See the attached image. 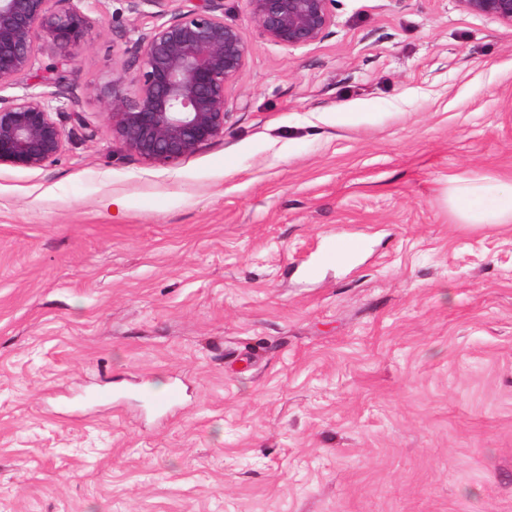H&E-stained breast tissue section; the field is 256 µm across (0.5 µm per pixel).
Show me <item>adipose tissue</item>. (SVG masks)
<instances>
[{
    "label": "adipose tissue",
    "mask_w": 512,
    "mask_h": 512,
    "mask_svg": "<svg viewBox=\"0 0 512 512\" xmlns=\"http://www.w3.org/2000/svg\"><path fill=\"white\" fill-rule=\"evenodd\" d=\"M448 209L458 224H511L512 186L489 174L453 177L448 185Z\"/></svg>",
    "instance_id": "obj_1"
}]
</instances>
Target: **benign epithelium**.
Segmentation results:
<instances>
[{"instance_id":"1","label":"benign epithelium","mask_w":512,"mask_h":512,"mask_svg":"<svg viewBox=\"0 0 512 512\" xmlns=\"http://www.w3.org/2000/svg\"><path fill=\"white\" fill-rule=\"evenodd\" d=\"M130 10L155 8L166 21L124 50L112 79L93 88L112 137L142 161L174 164L224 136L227 91L244 67L247 47L224 22V0H128ZM262 38L283 47L320 40L334 0H248ZM79 0H0V165L45 166L65 147L60 110L50 102L68 94L66 74L87 44L94 20ZM472 13L512 25V0H459ZM55 49L40 64L43 44ZM38 78V92L6 95L22 77Z\"/></svg>"}]
</instances>
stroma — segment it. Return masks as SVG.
I'll use <instances>...</instances> for the list:
<instances>
[{
    "instance_id": "stroma-1",
    "label": "stroma",
    "mask_w": 512,
    "mask_h": 512,
    "mask_svg": "<svg viewBox=\"0 0 512 512\" xmlns=\"http://www.w3.org/2000/svg\"><path fill=\"white\" fill-rule=\"evenodd\" d=\"M80 7L82 121L0 166V512H512V224L447 202L512 184V25L334 0L285 48L224 0V135L154 166L92 88L156 19ZM448 183V209L454 223H512V185L489 174L455 176ZM360 240L336 238L327 242L319 254V261L325 263H345L353 259L361 250Z\"/></svg>"
}]
</instances>
